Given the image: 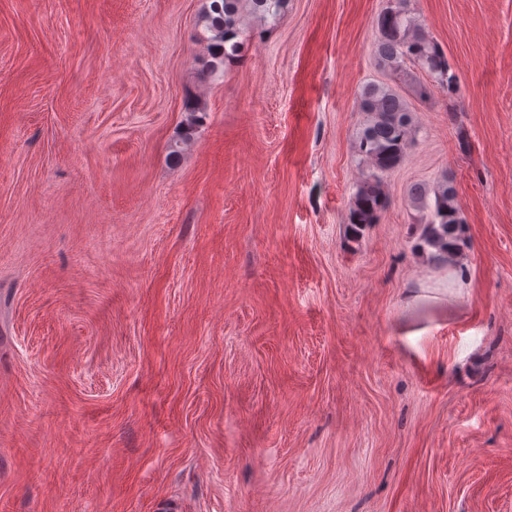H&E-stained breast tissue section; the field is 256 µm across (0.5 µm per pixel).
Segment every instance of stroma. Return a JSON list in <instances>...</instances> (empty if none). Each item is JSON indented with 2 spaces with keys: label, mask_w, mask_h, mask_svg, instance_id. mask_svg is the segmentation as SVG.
<instances>
[{
  "label": "stroma",
  "mask_w": 512,
  "mask_h": 512,
  "mask_svg": "<svg viewBox=\"0 0 512 512\" xmlns=\"http://www.w3.org/2000/svg\"><path fill=\"white\" fill-rule=\"evenodd\" d=\"M386 2L244 16L210 73V0H0V512H512V0H411L423 99ZM371 83L414 142L355 239ZM409 0H390L378 15L379 38L375 44L376 55L385 68L403 72L411 63L428 73L435 82L453 89L455 76L443 48L418 24L407 8ZM430 192L433 202L429 201ZM411 201L426 212L419 236L420 251L435 250L433 257L441 263H452L462 254L464 246L463 225L454 188L442 181L432 190L417 186L412 190Z\"/></svg>",
  "instance_id": "1"
}]
</instances>
